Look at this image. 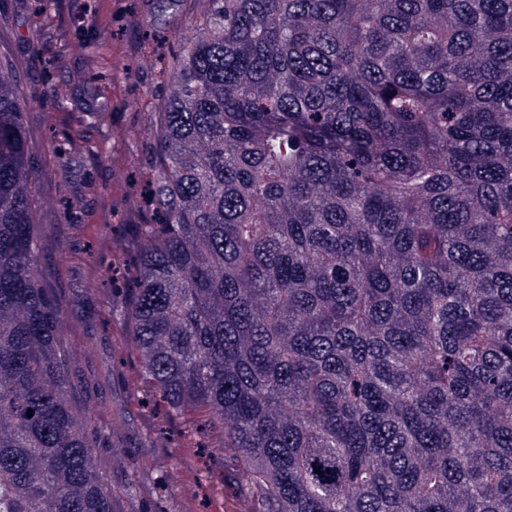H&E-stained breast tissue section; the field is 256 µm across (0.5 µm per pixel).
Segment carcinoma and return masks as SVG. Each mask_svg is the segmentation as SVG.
Segmentation results:
<instances>
[{"instance_id": "1", "label": "carcinoma", "mask_w": 512, "mask_h": 512, "mask_svg": "<svg viewBox=\"0 0 512 512\" xmlns=\"http://www.w3.org/2000/svg\"><path fill=\"white\" fill-rule=\"evenodd\" d=\"M184 2L131 225L143 383L257 512H512V0ZM25 106L1 80L0 512H115Z\"/></svg>"}]
</instances>
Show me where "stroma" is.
<instances>
[{"label":"stroma","mask_w":512,"mask_h":512,"mask_svg":"<svg viewBox=\"0 0 512 512\" xmlns=\"http://www.w3.org/2000/svg\"><path fill=\"white\" fill-rule=\"evenodd\" d=\"M192 25L183 0H0L9 72L39 95L23 113L40 149L32 221L44 229L37 254L61 310L70 399L118 512H253L205 415L172 417L143 387L122 323L138 250L124 227L149 208L151 104L170 94L162 70ZM59 32L83 46L62 66L34 54Z\"/></svg>","instance_id":"1"}]
</instances>
